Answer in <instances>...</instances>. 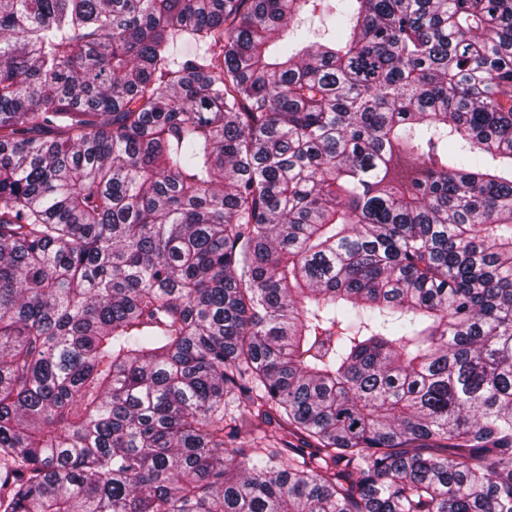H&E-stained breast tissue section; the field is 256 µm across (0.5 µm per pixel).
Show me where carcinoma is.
<instances>
[{"instance_id": "obj_1", "label": "carcinoma", "mask_w": 512, "mask_h": 512, "mask_svg": "<svg viewBox=\"0 0 512 512\" xmlns=\"http://www.w3.org/2000/svg\"><path fill=\"white\" fill-rule=\"evenodd\" d=\"M0 512H512V0H0Z\"/></svg>"}]
</instances>
